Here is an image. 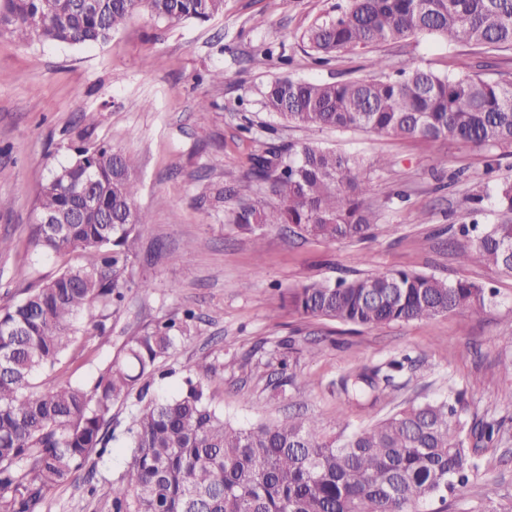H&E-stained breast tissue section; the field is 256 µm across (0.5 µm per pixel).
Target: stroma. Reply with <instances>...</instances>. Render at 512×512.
Segmentation results:
<instances>
[{
  "instance_id": "1",
  "label": "stroma",
  "mask_w": 512,
  "mask_h": 512,
  "mask_svg": "<svg viewBox=\"0 0 512 512\" xmlns=\"http://www.w3.org/2000/svg\"><path fill=\"white\" fill-rule=\"evenodd\" d=\"M346 0H224V12L206 22L158 20L142 13L105 43L70 46L0 35V306L69 266H90L86 254L66 256L30 244L40 186L72 158L81 136L132 157L137 206L148 213L139 229L141 251L126 274L123 306L78 319L81 330L61 362L39 375L52 385L92 383L133 337L157 324L187 322L165 365L171 377L154 379L152 392L170 395L195 364L211 365L213 405L239 426L273 422L291 413L316 418L328 432L337 420L358 428L423 399L463 395V417L474 424L500 419L491 446L478 444L483 473L426 512H477L512 501V272L459 263L451 227L499 222L489 203L470 198L499 178H512V149L496 154L453 139L428 142L377 137L363 131L302 129L266 112L262 94L277 78L349 80L372 76L367 56L337 55L320 66L301 41L311 25L336 17ZM265 64L254 59L265 48ZM387 73L415 63L438 74L471 72L512 80V50L481 53L432 35L384 46ZM224 74L212 81L213 72ZM206 108H199V101ZM98 123L88 127L87 115ZM309 143L361 157V175L378 220L368 238L326 243L302 240L286 227L266 228L252 241L224 218V190L242 178L252 155L273 146ZM445 170H434L436 156ZM404 269L449 280L486 283L497 291L482 314L458 311L429 320L378 327L304 317L282 292L313 279L336 281L359 273ZM256 279L243 290L241 276ZM192 319H185V311ZM288 370H281L280 359ZM403 360L390 385L345 395L342 377L358 368ZM265 374H257V365ZM129 453L114 441L105 461L50 490L44 512H111L89 496L85 478L117 480Z\"/></svg>"
}]
</instances>
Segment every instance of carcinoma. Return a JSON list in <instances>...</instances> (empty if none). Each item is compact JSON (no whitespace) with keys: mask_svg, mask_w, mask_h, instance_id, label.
Wrapping results in <instances>:
<instances>
[{"mask_svg":"<svg viewBox=\"0 0 512 512\" xmlns=\"http://www.w3.org/2000/svg\"><path fill=\"white\" fill-rule=\"evenodd\" d=\"M0 0V35L67 45L103 43L144 9L170 22H206L224 0ZM433 34L450 45L512 49V0H347L336 18L306 30L317 62L342 51H369L409 36ZM263 107L300 128L363 130L377 136L456 139L495 150L512 147V81L476 74H437L419 66L396 76L344 81L280 78L267 85ZM359 159L301 144L288 155L273 147L251 158L249 172L225 195L236 199L229 221L259 236L289 224L302 239H365L375 224L365 204ZM93 170L98 205L74 209L71 187ZM270 184L279 205L251 197L252 181ZM130 158L83 141L42 185L31 244L56 255L81 251L90 267H68L0 308V512H42L46 493L74 480L91 455L112 447V407L138 391L141 406L125 430L131 461L120 479L89 493L112 512H420L423 503L468 484L481 464L467 446L469 428L458 395L411 403L357 429L338 423L327 433L300 414L236 427L210 399V366L198 364L174 395L148 397L154 374L174 347V325L132 338L93 386L67 382L44 389L36 376L53 368L75 341L78 315L96 305L118 308L128 261L137 255L147 214L135 203ZM505 219L456 251L462 263L512 272V180L476 195ZM487 289L406 270L313 280L286 292L288 306L313 318L356 326L427 320L459 310L483 312ZM359 374L373 388L403 369Z\"/></svg>","mask_w":512,"mask_h":512,"instance_id":"obj_1","label":"carcinoma"}]
</instances>
